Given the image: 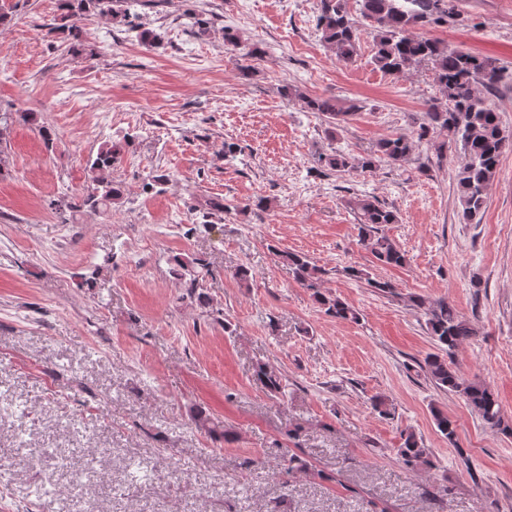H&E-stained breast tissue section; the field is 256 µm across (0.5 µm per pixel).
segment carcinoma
<instances>
[{
	"label": "carcinoma",
	"mask_w": 512,
	"mask_h": 512,
	"mask_svg": "<svg viewBox=\"0 0 512 512\" xmlns=\"http://www.w3.org/2000/svg\"><path fill=\"white\" fill-rule=\"evenodd\" d=\"M126 0H60L58 17L42 25L47 33L68 31L73 38L80 34V24L90 13L107 16L114 24L137 27L133 14L122 8ZM359 18L351 16L347 0H319L316 27L322 40L345 64L355 60L362 29L373 35V63L387 74H401L420 62L432 65L435 80L442 89L443 99L433 101L423 115L417 136L401 134L378 142L376 149L358 158L343 152L321 153L317 164L336 171L361 175L371 171L381 160L394 165L406 161L417 143L434 132L447 133L448 140L441 142L438 151L456 147L460 161L455 175L456 192L464 220L471 222L483 214L488 189L494 181L501 157L512 150V134L503 130L499 113L488 103L483 91H491L503 83V69L494 59L470 51L450 50L441 42L424 37L419 31L456 15L454 0H357ZM283 96L304 101L310 112L327 118L328 124L339 127L347 122L360 106H340L332 98L305 97L295 86H283ZM32 122L31 112H1L0 137L16 122ZM123 146L103 143L89 165L91 187L82 195L62 193L50 201L51 208L59 214L63 223L75 221L76 214L84 208L112 209L124 195L122 186L111 178L112 162L117 160ZM359 221V241L370 249L382 266L402 267L406 264L405 253L388 236L379 233V227L397 222L396 215L375 200L357 197L350 202ZM294 271L299 285L312 292V296L325 313L339 320L354 321L356 311L337 296L321 291L324 271L309 258L288 251L276 252ZM188 276L184 288L186 295L197 299L201 306L208 305L199 292V272L194 266L205 268L197 259L178 262ZM347 274L363 279L367 285L384 296L396 297L395 285L385 279L369 276L356 267ZM406 306L420 311L425 317L428 334L444 355L430 353L421 365L427 378L438 388L457 395L470 410L476 413L484 425L493 432L512 435V422L504 417L498 394L486 383L470 380L454 365L452 358L458 348L476 335L473 324L446 300H428L414 296ZM256 376L274 397L284 394L285 385L280 373L268 363H260ZM196 427L215 437H225L224 428L213 421L202 409L192 412ZM438 432L453 444L456 429L448 416L434 413ZM396 455L409 469L431 465L428 449L414 435L403 438Z\"/></svg>",
	"instance_id": "1"
}]
</instances>
